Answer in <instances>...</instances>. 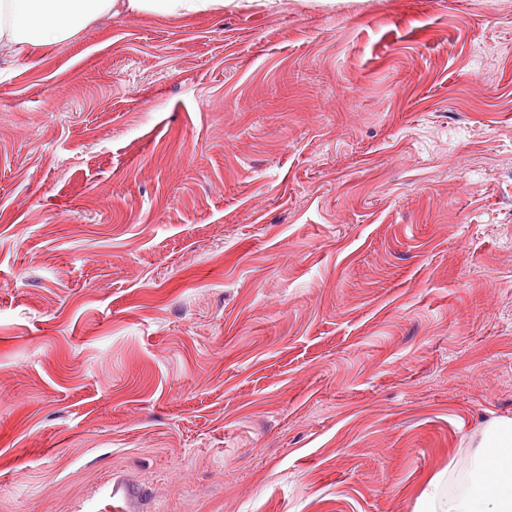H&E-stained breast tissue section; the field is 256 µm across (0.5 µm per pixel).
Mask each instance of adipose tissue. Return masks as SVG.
<instances>
[{
    "instance_id": "adipose-tissue-1",
    "label": "adipose tissue",
    "mask_w": 512,
    "mask_h": 512,
    "mask_svg": "<svg viewBox=\"0 0 512 512\" xmlns=\"http://www.w3.org/2000/svg\"><path fill=\"white\" fill-rule=\"evenodd\" d=\"M223 9L224 0H0V44L27 55L68 42L105 18L141 13L187 17ZM475 454L480 461L494 457L500 480H473L448 497L431 491L424 512H484L482 505L487 501L493 504L491 512H512V420L494 422L484 447Z\"/></svg>"
}]
</instances>
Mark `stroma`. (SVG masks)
I'll use <instances>...</instances> for the list:
<instances>
[{
    "instance_id": "stroma-1",
    "label": "stroma",
    "mask_w": 512,
    "mask_h": 512,
    "mask_svg": "<svg viewBox=\"0 0 512 512\" xmlns=\"http://www.w3.org/2000/svg\"><path fill=\"white\" fill-rule=\"evenodd\" d=\"M503 418L512 0L0 49V512H416Z\"/></svg>"
}]
</instances>
